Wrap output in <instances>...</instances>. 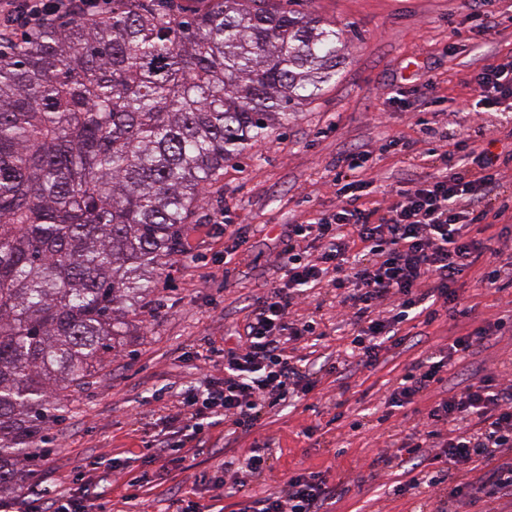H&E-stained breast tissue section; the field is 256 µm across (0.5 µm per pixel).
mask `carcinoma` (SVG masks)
I'll use <instances>...</instances> for the list:
<instances>
[{"mask_svg": "<svg viewBox=\"0 0 512 512\" xmlns=\"http://www.w3.org/2000/svg\"><path fill=\"white\" fill-rule=\"evenodd\" d=\"M261 2L112 0L0 46V491L36 476L61 393L112 356L224 162L336 75V28Z\"/></svg>", "mask_w": 512, "mask_h": 512, "instance_id": "cac0c4a2", "label": "carcinoma"}]
</instances>
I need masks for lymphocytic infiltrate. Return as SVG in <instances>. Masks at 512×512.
<instances>
[{
    "instance_id": "f902f5d3",
    "label": "lymphocytic infiltrate",
    "mask_w": 512,
    "mask_h": 512,
    "mask_svg": "<svg viewBox=\"0 0 512 512\" xmlns=\"http://www.w3.org/2000/svg\"><path fill=\"white\" fill-rule=\"evenodd\" d=\"M88 0H7V25L23 21L41 26L62 11L87 7ZM477 112H512V60L487 67L473 79ZM482 130L453 138L441 156L442 166L428 177L397 191L386 207L368 206L373 184L369 152L345 154L336 165L334 210L320 212L288 227L287 259L281 285L258 299L244 330V340L224 353V375L204 377L181 396L176 418L181 423L178 447L201 444L214 419L254 428L263 408L286 404L315 387L316 376L299 367L293 352L315 334L314 319L297 314V298L329 287L346 312L354 337L344 365L375 366L386 345H401L403 326L412 320L429 325L455 301L456 276L477 269L482 287L495 288L512 279V245L496 236L480 238L473 230L486 219L480 199L503 185L508 160L481 143ZM502 321L472 328L453 326L447 354L412 363L388 404L402 408L444 380L456 356L481 344ZM441 451L445 464L475 462L490 467L488 482L475 492L495 499L512 489V463L499 456L512 448V385L479 377L461 393L440 400L413 438L402 443L414 467H422L427 447ZM319 473L286 476L281 490L243 512H327L329 500L342 495Z\"/></svg>"
}]
</instances>
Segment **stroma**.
<instances>
[{"label":"stroma","mask_w":512,"mask_h":512,"mask_svg":"<svg viewBox=\"0 0 512 512\" xmlns=\"http://www.w3.org/2000/svg\"><path fill=\"white\" fill-rule=\"evenodd\" d=\"M295 8L342 31L347 48L335 79L286 128L225 162L185 228L186 253L161 275L142 312L128 317L111 363L68 390L62 419L45 429L49 453L35 482L43 501L91 468L113 466L112 491L97 500L102 512H170L181 496L204 512H239L245 499L279 491L288 474L300 471L342 485L345 493L329 512H512V492L492 503L456 505L452 480L396 494L409 476L383 459L441 392L400 410L386 400L411 363L446 346L450 323L409 322L405 342L382 351L375 366L339 373L333 365L351 336L339 328L342 316L328 288L301 297L296 307L319 322L318 334L297 352L319 368L312 392L267 410L251 432L209 428L201 447L182 449L178 464L154 456V444L179 429L171 414L180 393L203 375L223 374L221 366L196 360L195 350L236 346L253 302L279 282L289 225L335 208L337 158L372 152L371 199L391 202L393 190L434 173L439 163L410 161L386 151V143L402 136L441 143L465 132L477 117L465 103L474 74L512 58V0H297ZM476 13L492 23L485 34L470 31ZM228 224L241 225L247 238L231 253ZM455 289L457 309L472 308L474 322L502 317L506 325L449 369L448 387L481 376L512 384V282L486 290L467 271ZM257 446L266 450L265 470L249 478L245 493L212 500L206 480L224 463L241 466ZM123 468L148 479L136 500L125 498Z\"/></svg>","instance_id":"obj_1"}]
</instances>
